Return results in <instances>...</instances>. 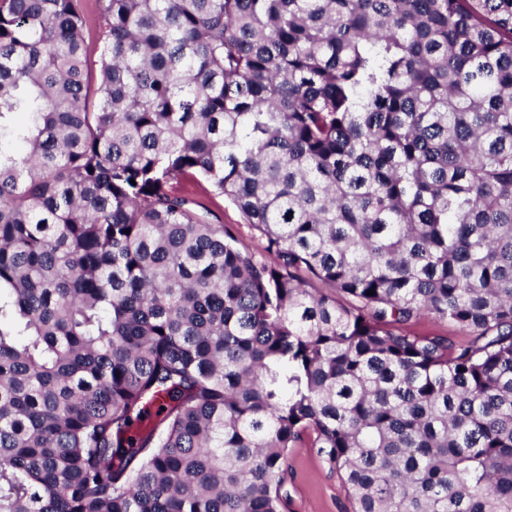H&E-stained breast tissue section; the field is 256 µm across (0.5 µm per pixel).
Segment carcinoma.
I'll return each instance as SVG.
<instances>
[{
	"mask_svg": "<svg viewBox=\"0 0 512 512\" xmlns=\"http://www.w3.org/2000/svg\"><path fill=\"white\" fill-rule=\"evenodd\" d=\"M98 41L0 0V512H289L305 446L352 512H512V0H107ZM180 189L188 196L199 201L210 210V219L214 223L227 224L234 228L239 240L257 259L269 260L264 251V239L251 224L244 219L239 209L227 198L212 192L210 184L198 178V182L184 181ZM409 330L419 336L439 334L443 336H452L456 339H462L468 336V332L448 324L447 321L437 320L433 315L423 316L417 322L410 324Z\"/></svg>",
	"mask_w": 512,
	"mask_h": 512,
	"instance_id": "cac0c4a2",
	"label": "carcinoma"
}]
</instances>
